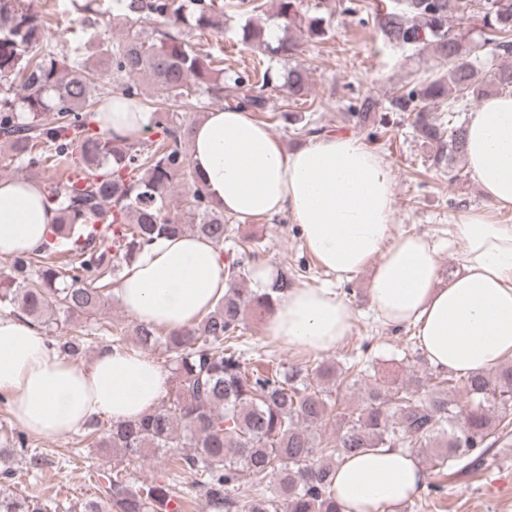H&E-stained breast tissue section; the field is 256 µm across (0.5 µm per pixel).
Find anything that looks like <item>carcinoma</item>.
Masks as SVG:
<instances>
[{
	"label": "carcinoma",
	"mask_w": 512,
	"mask_h": 512,
	"mask_svg": "<svg viewBox=\"0 0 512 512\" xmlns=\"http://www.w3.org/2000/svg\"><path fill=\"white\" fill-rule=\"evenodd\" d=\"M323 7L322 0L306 8L303 0H278V16L285 29L322 38ZM79 10L81 28L54 42L26 0H0V168L43 184L46 203L58 211L47 242L0 269V308L48 328L52 348L64 358L81 355L85 341L55 332L70 318H96L112 301V284L155 236L198 234L222 251L229 235L224 213L191 168L185 113L206 98H222L224 69L213 68L211 54L195 48L190 33L221 31L224 5L112 0L110 24L101 21L99 0H85ZM370 15L385 43L431 51L436 71L392 92L386 108L372 98L349 105L343 120L385 130V112H404L415 136L434 147L431 165L453 166L465 155L460 108L512 90V0H383ZM118 24L126 31L116 37L110 26ZM242 38L272 56L301 51L291 35L271 45L250 21ZM478 39L503 58L485 75L474 55ZM280 78L295 101L311 92L309 69L299 64L279 78L268 68L259 82L237 73V107L266 111L265 89ZM140 79L152 92L153 137L131 141L94 129L92 116L107 111L115 91L141 98ZM441 107L448 117L436 113ZM281 118L303 136L325 132L292 112ZM176 186L188 195L182 213L174 210ZM101 228L109 231L106 242ZM255 258L251 238L227 251L229 288L195 326L178 332L131 326L142 349L168 354V390L136 420L106 427L89 420L87 447L170 458L219 512H343L333 488L336 461L377 448H431L434 466L444 469L512 426L511 362L460 379L442 369L422 376L413 370L391 383L356 359L322 367L320 388L297 365L254 364L240 342L247 311L269 316L292 285L282 272L262 293L240 287ZM459 387L463 404L451 395ZM331 416L338 431L324 438L320 430ZM243 473L256 493L241 505ZM175 498L181 496L170 483L139 481L115 463L98 475L81 512H169ZM0 512H43V505L0 488Z\"/></svg>",
	"instance_id": "cac0c4a2"
}]
</instances>
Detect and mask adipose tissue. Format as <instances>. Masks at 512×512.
I'll use <instances>...</instances> for the list:
<instances>
[{"mask_svg":"<svg viewBox=\"0 0 512 512\" xmlns=\"http://www.w3.org/2000/svg\"><path fill=\"white\" fill-rule=\"evenodd\" d=\"M152 118L116 93L94 126L136 140ZM189 158L218 210L243 222L290 213L309 249L338 278L372 267L374 315L413 327L435 366L475 372L512 356V224L490 223L479 212L459 220V268L445 278L425 237L393 235L391 169L360 139L325 133L287 149L250 112L214 109L193 123ZM466 161L489 202L511 210L512 95L473 106ZM55 217L40 184L0 180V257L40 246ZM226 289L216 245L186 233L157 236L125 268L115 295L135 321L178 331L196 325ZM352 318L333 289L296 287L277 304L266 334L319 353L348 336ZM166 388V373L140 350L111 348L78 365L52 350L33 323L0 315V391L29 433L64 436L101 414L129 421L154 409ZM423 481L410 453L378 448L344 459L333 487L344 512H397Z\"/></svg>","mask_w":512,"mask_h":512,"instance_id":"ef3b65f1","label":"adipose tissue"}]
</instances>
